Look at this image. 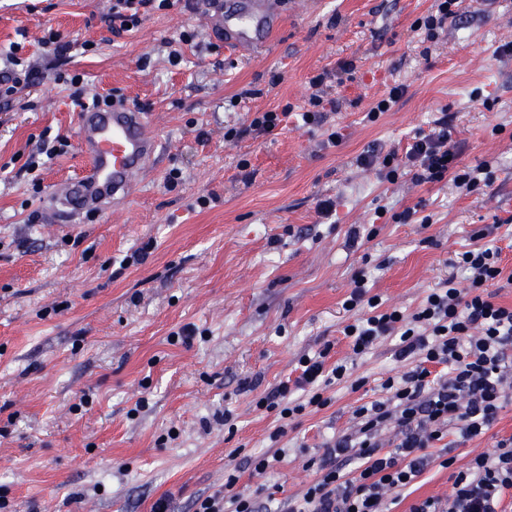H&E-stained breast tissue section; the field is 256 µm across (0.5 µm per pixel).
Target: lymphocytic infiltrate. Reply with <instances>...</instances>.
Returning a JSON list of instances; mask_svg holds the SVG:
<instances>
[{
	"label": "lymphocytic infiltrate",
	"mask_w": 512,
	"mask_h": 512,
	"mask_svg": "<svg viewBox=\"0 0 512 512\" xmlns=\"http://www.w3.org/2000/svg\"><path fill=\"white\" fill-rule=\"evenodd\" d=\"M182 2L112 0V19L123 32L150 13ZM461 157L462 147L443 116L430 130L416 131L404 150L369 149L357 162L390 183L408 175L418 184L448 177L469 192L490 185L487 164L470 167ZM454 264L467 271V287L443 281L410 313L384 306L365 271H358L343 303L345 310L358 313L343 328L352 340V359L330 367L328 350L301 355L299 375L256 400L257 409L279 420L269 436L276 443L286 435L288 420L328 405L324 392L329 386L360 388L354 359L381 339H392L396 360L409 365L401 375L382 381V398L354 409L352 432L324 443L322 454L310 459L314 480L289 496L281 512H384L387 504L406 498L428 467L450 469V434L466 441L496 423L512 397V307L498 304L494 292L502 278L500 251L476 245L456 254ZM386 431L393 435L387 443L381 439ZM451 480L447 497L423 499L409 512H508L503 495L512 490V437L475 455L466 469L452 471ZM237 482L236 475H228L223 491L195 499L194 512H263L257 496L237 490Z\"/></svg>",
	"instance_id": "f902f5d3"
}]
</instances>
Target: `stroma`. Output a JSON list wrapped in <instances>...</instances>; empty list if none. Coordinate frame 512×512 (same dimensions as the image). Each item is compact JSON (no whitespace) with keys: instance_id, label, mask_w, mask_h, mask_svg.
<instances>
[{"instance_id":"obj_1","label":"stroma","mask_w":512,"mask_h":512,"mask_svg":"<svg viewBox=\"0 0 512 512\" xmlns=\"http://www.w3.org/2000/svg\"><path fill=\"white\" fill-rule=\"evenodd\" d=\"M431 4H287L271 42L240 54L211 50L201 5L117 35L112 0H0V51L18 44L38 68L0 103V512H151L164 496L174 512H193L231 471L239 487L284 501L313 479L306 463L322 443L349 432L355 407L404 370L392 341L379 343L356 362L360 389L329 387L327 407L290 422L286 453L265 475L248 466L269 453L277 424L254 399L294 376L301 354L327 345L329 362L350 357L342 328L354 315L342 303L353 274L367 271L386 304L414 310L446 278L466 287L451 261L483 229L512 272V59L498 54L512 40V0H464L424 58L411 26ZM185 29L198 36L170 62L167 41ZM50 30L94 48L50 56L41 43ZM74 72L86 97L112 92L144 112L162 143L140 189L77 225L52 222L45 208L52 186L82 165L79 109L58 79ZM320 74L342 101L328 118L338 146L323 147L324 127L292 119L225 141V126L253 112L300 111ZM396 84L404 96L367 121ZM443 114L463 163L489 164L490 186L392 184L358 166L371 145L407 144ZM46 131L67 149L27 170ZM324 198L336 203L334 219L318 214ZM355 226L363 237L353 246ZM145 245V261L126 263ZM510 436L512 400L485 434L451 449V469L429 467L410 501L446 496L451 471Z\"/></svg>"}]
</instances>
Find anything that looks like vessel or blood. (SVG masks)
I'll return each mask as SVG.
<instances>
[{"instance_id":"b4317fda","label":"vessel or blood","mask_w":512,"mask_h":512,"mask_svg":"<svg viewBox=\"0 0 512 512\" xmlns=\"http://www.w3.org/2000/svg\"><path fill=\"white\" fill-rule=\"evenodd\" d=\"M212 36L225 48L251 50L267 43L282 15L274 0H210ZM84 164L78 176L52 187L47 209L74 221L117 207L159 158L161 142L143 112L115 104L90 105L78 114Z\"/></svg>"}]
</instances>
